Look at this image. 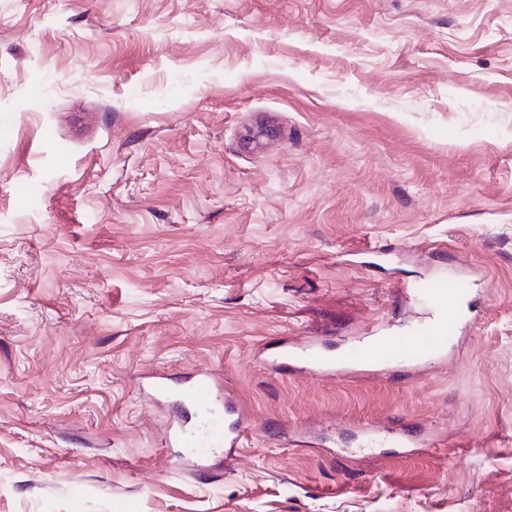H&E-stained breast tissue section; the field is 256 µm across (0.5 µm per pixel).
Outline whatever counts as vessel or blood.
I'll use <instances>...</instances> for the list:
<instances>
[{
    "label": "vessel or blood",
    "mask_w": 512,
    "mask_h": 512,
    "mask_svg": "<svg viewBox=\"0 0 512 512\" xmlns=\"http://www.w3.org/2000/svg\"><path fill=\"white\" fill-rule=\"evenodd\" d=\"M410 292L424 299L426 310L418 326L407 333H371L365 342L350 345L336 357L322 355L313 343L300 346L284 336L261 348L260 354L272 369L287 367L296 374L322 378L367 374L395 364L412 369L421 367L447 353L460 321L457 314L451 313L450 306L460 291L437 282L411 287ZM146 394L155 400L173 398L197 411L194 422L177 421L168 426L165 447L187 452L210 447L230 457L238 454L249 439L247 416L234 392L219 390L208 371H198L178 388L171 387L167 377H153Z\"/></svg>",
    "instance_id": "1"
}]
</instances>
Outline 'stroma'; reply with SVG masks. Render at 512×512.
Segmentation results:
<instances>
[{"label":"stroma","mask_w":512,"mask_h":512,"mask_svg":"<svg viewBox=\"0 0 512 512\" xmlns=\"http://www.w3.org/2000/svg\"><path fill=\"white\" fill-rule=\"evenodd\" d=\"M438 278L421 373L258 356ZM200 370L253 440L172 463ZM0 512H512V0H0Z\"/></svg>","instance_id":"1"}]
</instances>
